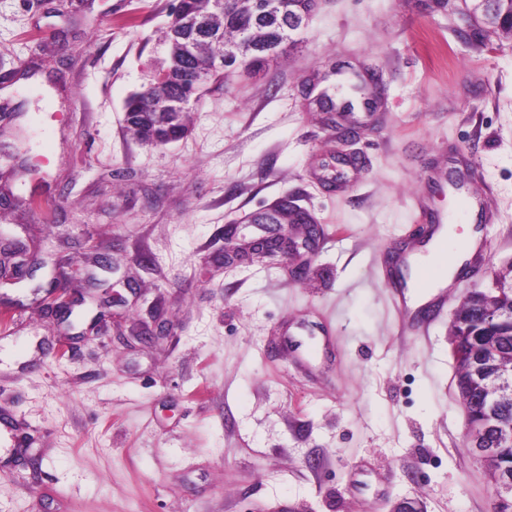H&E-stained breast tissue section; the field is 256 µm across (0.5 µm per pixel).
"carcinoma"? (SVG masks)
Segmentation results:
<instances>
[{"instance_id": "1", "label": "carcinoma", "mask_w": 512, "mask_h": 512, "mask_svg": "<svg viewBox=\"0 0 512 512\" xmlns=\"http://www.w3.org/2000/svg\"><path fill=\"white\" fill-rule=\"evenodd\" d=\"M269 2L271 0H252L253 7L244 10L237 0H224V16L210 15L211 27L221 34L225 43L237 46L249 60V74L263 69L270 58L268 46L296 45V39L287 33L289 17L312 9L311 0H284L277 11L272 12L267 8ZM489 15L494 23L501 21L512 26V0H492ZM180 40L194 43L197 54H191L177 64L168 59V81L161 92L174 99L186 97L191 86L188 77L197 65V56L211 49V43L193 31L182 32ZM149 92L147 88L126 100V121L137 129L143 141H170L182 137L186 127L180 113L151 110L147 103ZM488 304L494 308V336L489 339L479 335L483 331V310ZM452 327L456 335L469 337L466 358L460 363L464 369L462 392L470 397L473 409L478 413L482 410L483 387L502 377L500 359L512 354V282L505 281L497 293L486 297L479 295L463 305ZM487 439L496 443L501 453L497 461L488 465L485 475L491 479L499 471L512 477V441L501 442L493 430L487 433Z\"/></svg>"}]
</instances>
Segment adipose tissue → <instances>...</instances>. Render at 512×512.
<instances>
[{
	"instance_id": "1",
	"label": "adipose tissue",
	"mask_w": 512,
	"mask_h": 512,
	"mask_svg": "<svg viewBox=\"0 0 512 512\" xmlns=\"http://www.w3.org/2000/svg\"><path fill=\"white\" fill-rule=\"evenodd\" d=\"M481 233L474 225H465L462 234H455L453 226L442 229L440 237L426 246L425 252L415 253L408 259L411 269L420 270L429 266L439 269L437 279L428 285H420L416 278H408V298L411 305L418 306L427 301L431 289L449 284L455 271L462 266L468 255L477 247Z\"/></svg>"
}]
</instances>
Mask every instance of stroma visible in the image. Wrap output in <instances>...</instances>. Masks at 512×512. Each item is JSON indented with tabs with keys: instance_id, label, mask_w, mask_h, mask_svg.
<instances>
[{
	"instance_id": "obj_1",
	"label": "stroma",
	"mask_w": 512,
	"mask_h": 512,
	"mask_svg": "<svg viewBox=\"0 0 512 512\" xmlns=\"http://www.w3.org/2000/svg\"><path fill=\"white\" fill-rule=\"evenodd\" d=\"M176 4L0 0V250L42 263L0 280V410L35 440L0 447V512H493L448 333L512 267V37L475 38L464 0H321L295 48L210 82L155 148L123 106ZM373 73L349 119L306 93ZM440 171L493 189L498 218L429 336H401L382 268L417 202L455 212ZM281 196L321 236L226 261ZM157 316L168 335L143 340Z\"/></svg>"
}]
</instances>
